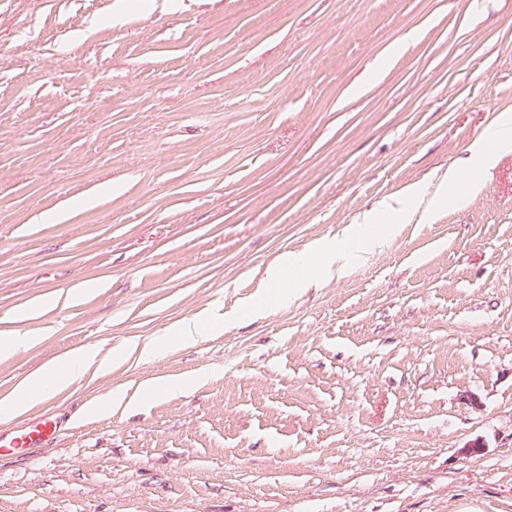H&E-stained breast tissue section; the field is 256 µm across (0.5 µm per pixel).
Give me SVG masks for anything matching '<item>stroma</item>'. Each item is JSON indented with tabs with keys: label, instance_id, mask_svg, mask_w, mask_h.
Listing matches in <instances>:
<instances>
[{
	"label": "stroma",
	"instance_id": "obj_1",
	"mask_svg": "<svg viewBox=\"0 0 512 512\" xmlns=\"http://www.w3.org/2000/svg\"><path fill=\"white\" fill-rule=\"evenodd\" d=\"M471 2L0 0V334L36 338L0 398L232 319L0 417L67 424L0 458V512H512V153L397 213L512 113V0ZM382 205L363 264L235 319L281 254ZM224 328L223 318L208 320L204 318H190L184 320L171 336H162L154 342L144 344L139 354L141 357H156L167 350L173 343L195 342L207 337L215 329ZM126 354L113 351L110 357H100L95 348H81L70 354L62 364H54L32 373L11 396L0 400V416H13L27 412L37 403L80 380L90 369H105L112 359Z\"/></svg>",
	"mask_w": 512,
	"mask_h": 512
}]
</instances>
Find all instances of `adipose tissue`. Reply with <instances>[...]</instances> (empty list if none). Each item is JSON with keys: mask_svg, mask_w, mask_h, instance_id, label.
<instances>
[{"mask_svg": "<svg viewBox=\"0 0 512 512\" xmlns=\"http://www.w3.org/2000/svg\"><path fill=\"white\" fill-rule=\"evenodd\" d=\"M512 151V113H499L492 123L489 145H478L469 166L470 171L487 170L494 166L499 153ZM389 225L379 216L369 218L365 227H352L336 243H323L316 247L313 259L293 254L280 256L267 274L270 289L277 298L287 291L332 272H344L351 264L364 260L368 252L388 236ZM223 320L190 318L184 320L174 334L144 344L139 354L155 357L175 343L195 342L207 337L215 329L223 328ZM110 357L100 356L98 350L82 348L70 354L63 363L54 364L32 373L11 396L0 400V416H13L27 412L37 403L80 380L90 369H105Z\"/></svg>", "mask_w": 512, "mask_h": 512, "instance_id": "obj_1", "label": "adipose tissue"}]
</instances>
